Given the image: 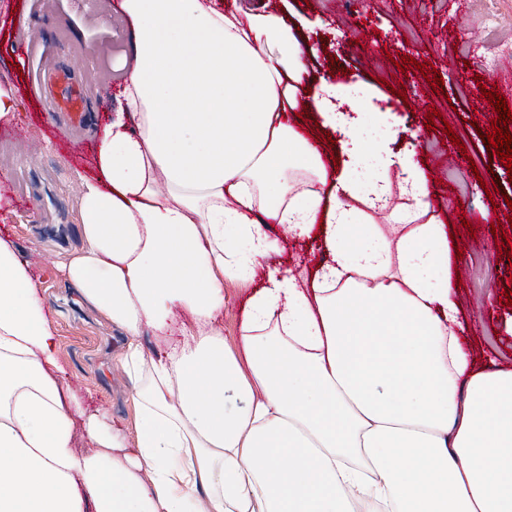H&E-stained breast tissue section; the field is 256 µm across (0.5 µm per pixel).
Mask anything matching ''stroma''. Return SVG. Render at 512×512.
Listing matches in <instances>:
<instances>
[{
	"instance_id": "35a3bbf8",
	"label": "stroma",
	"mask_w": 512,
	"mask_h": 512,
	"mask_svg": "<svg viewBox=\"0 0 512 512\" xmlns=\"http://www.w3.org/2000/svg\"><path fill=\"white\" fill-rule=\"evenodd\" d=\"M116 0H0V87L13 90L20 108L0 119V132L23 130L38 143L30 158L23 146L0 139V173L13 176L0 185V237L25 258L49 320L57 330L62 377L93 408L131 422V383L119 358L126 345L120 329L94 312L58 265L39 256L62 242L65 252L80 247L77 198L81 175L95 165L96 139L110 112L119 111L130 33ZM269 10L295 28L309 64L310 78L336 83L361 81L370 93L367 120L393 123L392 150L413 154L429 177L431 213L451 232L462 252L458 270L460 318L488 369L512 370V261L505 247L512 226L491 224L495 212L512 200V173L490 160L482 140L497 112L487 92L498 91L497 70L512 64V0H270ZM493 31H486L488 20ZM43 28L45 43L24 56L22 31ZM409 56L397 67L401 56ZM76 57L95 74L87 119L74 128L75 142L64 147L47 127L51 97L36 79L44 64ZM440 72L441 87L427 77ZM442 118L433 122L431 111ZM264 230L280 238L284 250L271 267L310 277L329 255L320 239L288 236L278 224ZM249 288L224 283V311L217 318L224 347L241 353L240 328Z\"/></svg>"
}]
</instances>
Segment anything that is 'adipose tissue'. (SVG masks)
Here are the masks:
<instances>
[{
	"mask_svg": "<svg viewBox=\"0 0 512 512\" xmlns=\"http://www.w3.org/2000/svg\"><path fill=\"white\" fill-rule=\"evenodd\" d=\"M118 7L135 64L63 269L127 338L134 420L66 391L28 265L0 238V512H512V370L478 369L461 331L424 170L391 151L392 128L342 112L363 85L309 86L298 38L264 8ZM307 89L368 172L328 167L295 129ZM383 212L392 234L371 226ZM266 218L322 228L331 260L310 285L265 268ZM260 268L237 356L215 326L224 282Z\"/></svg>",
	"mask_w": 512,
	"mask_h": 512,
	"instance_id": "obj_1",
	"label": "adipose tissue"
}]
</instances>
